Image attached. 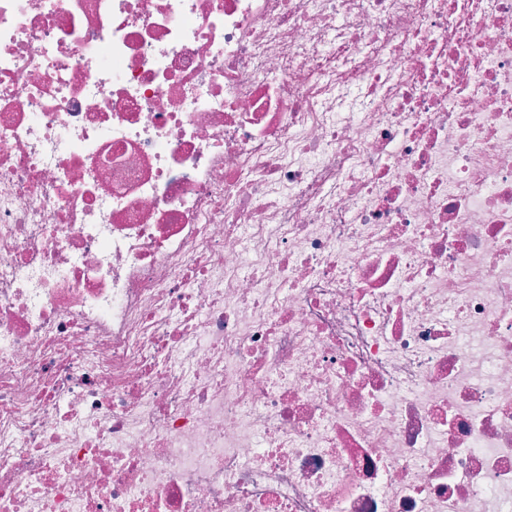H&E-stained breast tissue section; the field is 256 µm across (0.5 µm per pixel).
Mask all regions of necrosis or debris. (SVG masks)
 Listing matches in <instances>:
<instances>
[{
  "label": "necrosis or debris",
  "mask_w": 512,
  "mask_h": 512,
  "mask_svg": "<svg viewBox=\"0 0 512 512\" xmlns=\"http://www.w3.org/2000/svg\"><path fill=\"white\" fill-rule=\"evenodd\" d=\"M0 512H512V0H0Z\"/></svg>",
  "instance_id": "1"
}]
</instances>
